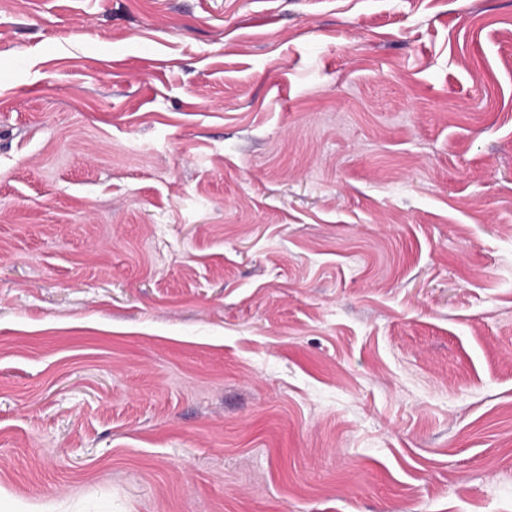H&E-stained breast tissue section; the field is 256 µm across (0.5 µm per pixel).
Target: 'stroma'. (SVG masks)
<instances>
[{"mask_svg": "<svg viewBox=\"0 0 512 512\" xmlns=\"http://www.w3.org/2000/svg\"><path fill=\"white\" fill-rule=\"evenodd\" d=\"M512 512V0H0V512Z\"/></svg>", "mask_w": 512, "mask_h": 512, "instance_id": "1", "label": "stroma"}]
</instances>
